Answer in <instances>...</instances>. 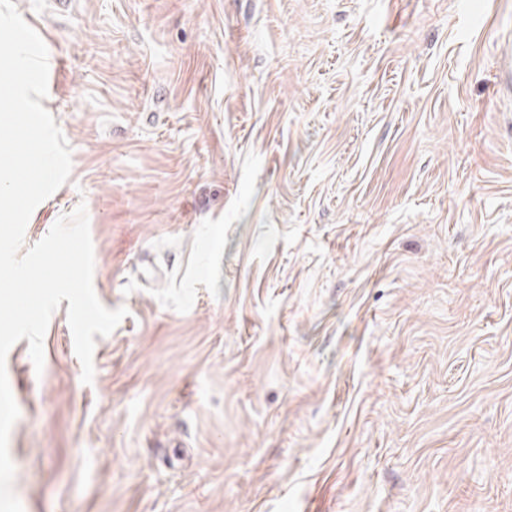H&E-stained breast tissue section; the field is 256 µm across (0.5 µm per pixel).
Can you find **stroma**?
Listing matches in <instances>:
<instances>
[{"label": "stroma", "instance_id": "1", "mask_svg": "<svg viewBox=\"0 0 512 512\" xmlns=\"http://www.w3.org/2000/svg\"><path fill=\"white\" fill-rule=\"evenodd\" d=\"M93 287L6 372L23 512H512V0H14Z\"/></svg>", "mask_w": 512, "mask_h": 512}]
</instances>
